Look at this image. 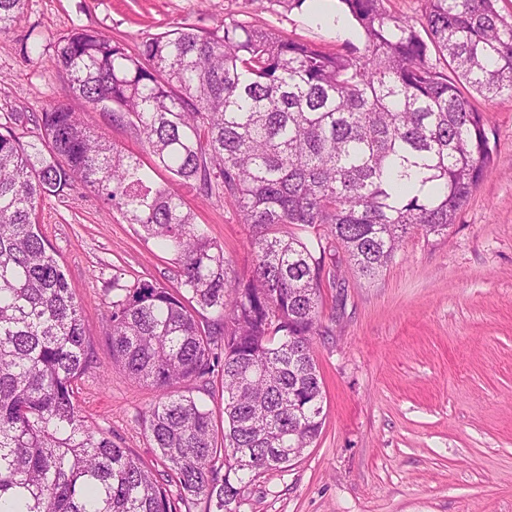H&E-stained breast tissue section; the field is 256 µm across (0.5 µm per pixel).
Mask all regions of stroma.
I'll list each match as a JSON object with an SVG mask.
<instances>
[{
    "instance_id": "1",
    "label": "stroma",
    "mask_w": 512,
    "mask_h": 512,
    "mask_svg": "<svg viewBox=\"0 0 512 512\" xmlns=\"http://www.w3.org/2000/svg\"><path fill=\"white\" fill-rule=\"evenodd\" d=\"M312 0H25L0 33V122L36 115L62 99L54 46L77 28L109 31L136 46L175 27L233 21L275 29L329 50L362 46L360 28L336 37L312 17ZM38 42L41 57L22 48ZM489 118L491 171L442 237L415 231L375 281L341 266L324 288L328 335L314 346L324 387V423L288 468L261 474L240 512H512V98L471 94ZM112 143L150 162L136 132L85 109ZM196 222L237 269L251 235L223 199L179 186ZM40 229L82 303L91 369L75 392L80 413L144 462L156 459L141 416L156 394L112 362L107 339L112 273L176 287L172 254L138 225L108 211L83 186L45 196Z\"/></svg>"
}]
</instances>
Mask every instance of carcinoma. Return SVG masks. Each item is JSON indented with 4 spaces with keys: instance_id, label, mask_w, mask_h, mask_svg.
<instances>
[{
    "instance_id": "cac0c4a2",
    "label": "carcinoma",
    "mask_w": 512,
    "mask_h": 512,
    "mask_svg": "<svg viewBox=\"0 0 512 512\" xmlns=\"http://www.w3.org/2000/svg\"><path fill=\"white\" fill-rule=\"evenodd\" d=\"M339 2L362 52L244 22L177 27L133 50L74 29L54 46L67 98L33 120L38 141L17 132L30 118L0 122V512H239L248 484L319 437L313 340L328 333L336 253L370 281L409 231L445 235L493 163L489 119L459 85L512 93V19L497 0H424L417 24L384 0ZM23 7L0 0V33ZM71 98L142 136L167 184ZM189 181L252 227L248 271L196 225L174 189ZM76 183L173 255L177 288L115 272L109 301L112 362L157 393L142 423L162 482L75 401L89 336L37 209ZM189 382L221 392V419Z\"/></svg>"
}]
</instances>
